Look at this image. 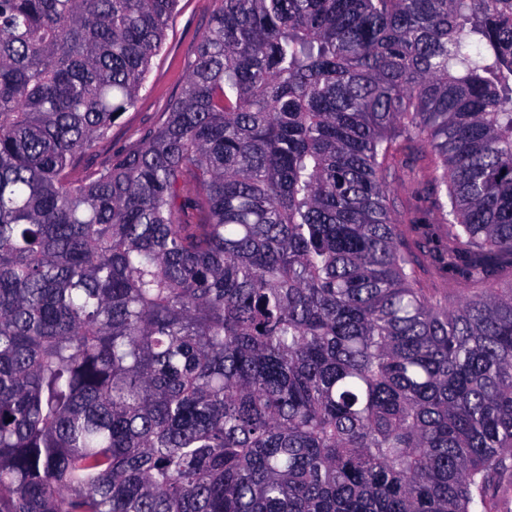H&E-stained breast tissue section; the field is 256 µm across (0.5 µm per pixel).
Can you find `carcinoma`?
Returning a JSON list of instances; mask_svg holds the SVG:
<instances>
[{
	"mask_svg": "<svg viewBox=\"0 0 512 512\" xmlns=\"http://www.w3.org/2000/svg\"><path fill=\"white\" fill-rule=\"evenodd\" d=\"M179 2L0 0V512H494L512 0H220L114 152ZM416 178L417 172L414 175L409 169H404L398 173L395 182L392 184L399 212L403 216H408L415 209H424L430 206L428 199L415 195L414 186Z\"/></svg>",
	"mask_w": 512,
	"mask_h": 512,
	"instance_id": "obj_1",
	"label": "carcinoma"
}]
</instances>
